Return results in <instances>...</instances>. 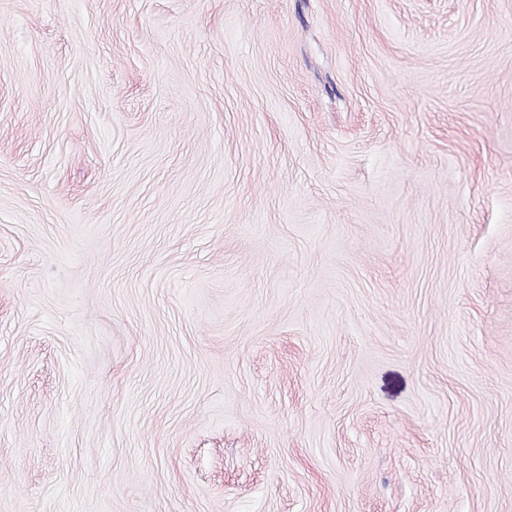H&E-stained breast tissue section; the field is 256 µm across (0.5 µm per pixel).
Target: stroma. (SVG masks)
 Listing matches in <instances>:
<instances>
[{
    "mask_svg": "<svg viewBox=\"0 0 512 512\" xmlns=\"http://www.w3.org/2000/svg\"><path fill=\"white\" fill-rule=\"evenodd\" d=\"M0 512H512V0H0Z\"/></svg>",
    "mask_w": 512,
    "mask_h": 512,
    "instance_id": "obj_1",
    "label": "stroma"
}]
</instances>
